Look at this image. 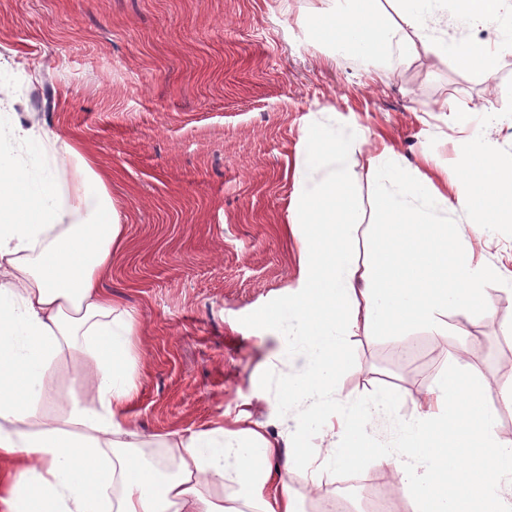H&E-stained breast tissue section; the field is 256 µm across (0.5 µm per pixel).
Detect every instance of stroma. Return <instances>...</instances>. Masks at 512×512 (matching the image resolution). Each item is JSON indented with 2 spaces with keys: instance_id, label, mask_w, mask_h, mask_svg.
<instances>
[{
  "instance_id": "35a3bbf8",
  "label": "stroma",
  "mask_w": 512,
  "mask_h": 512,
  "mask_svg": "<svg viewBox=\"0 0 512 512\" xmlns=\"http://www.w3.org/2000/svg\"><path fill=\"white\" fill-rule=\"evenodd\" d=\"M331 0H0V91L19 116L46 123L59 147L73 146L107 180L125 227L102 281L134 319L137 398L129 425L150 447L167 434L233 426L241 413L269 438L299 436L327 447L303 404L285 399L307 355L281 358L280 332L254 318L299 294L303 228L290 223L296 167L309 131L351 143L348 178L368 263L381 239L373 208L380 175L372 161L428 176L446 194L448 222L476 268L497 274L492 307L449 312L447 331L416 324L403 335L364 327L346 338L351 362L336 377L340 401L393 387L390 417L372 423L368 444L394 448L403 421L431 398L460 335L484 382L495 357L512 352V223L486 230L458 201V178L480 136L512 154V19L472 27L448 11L436 37L480 42L497 54L493 73L420 47L399 66L342 58L311 26ZM43 415L67 412L85 387L69 358L46 374ZM387 470L329 468L321 492L365 486Z\"/></svg>"
}]
</instances>
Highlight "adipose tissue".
Returning <instances> with one entry per match:
<instances>
[{"label":"adipose tissue","instance_id":"adipose-tissue-1","mask_svg":"<svg viewBox=\"0 0 512 512\" xmlns=\"http://www.w3.org/2000/svg\"><path fill=\"white\" fill-rule=\"evenodd\" d=\"M446 0H396L387 26L379 0H341L319 11L312 35L343 55L406 61L423 43L433 53L492 71L485 47L428 42L427 21ZM0 99V504L5 512H303L292 475L326 467L355 469L365 458L393 468L418 512H512L502 487L512 482V442L497 434V415L475 368L449 353L434 380L435 402L403 425L399 450L369 447L367 427L392 411L381 391L350 405L339 419L340 443L314 455L299 443L279 451L263 428L217 427L173 433V474L135 449L127 420L136 395L130 364L133 322L99 282L112 266L123 226L104 178L77 149L59 154L58 135L11 116ZM345 140L309 132L298 167L303 292L260 314L257 328L288 327L290 346L310 363L289 384L308 413L335 404L336 375L350 362L345 338L357 323L398 336L409 326L443 327L448 311L490 305L492 270L472 267L453 244L448 198L420 172H387L374 207L382 218L376 249L360 266L358 205L347 182ZM326 177H319L320 169ZM462 201L480 226L512 223V155L476 148L463 169ZM70 356L86 394L65 415L40 418L44 375ZM39 429H32V422ZM233 484L229 497L211 484Z\"/></svg>","mask_w":512,"mask_h":512}]
</instances>
